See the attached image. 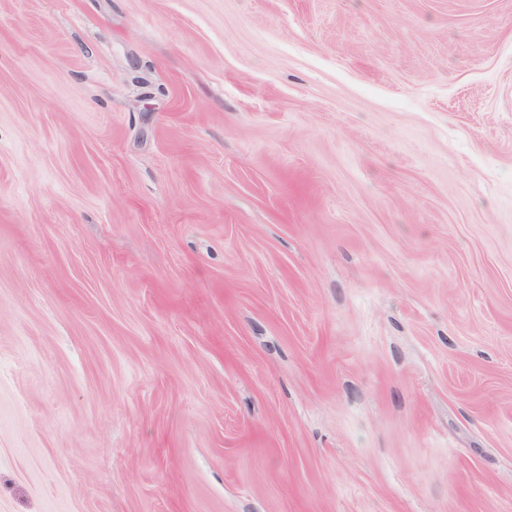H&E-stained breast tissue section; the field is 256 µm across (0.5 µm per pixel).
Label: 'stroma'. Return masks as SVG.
Listing matches in <instances>:
<instances>
[{
	"label": "stroma",
	"mask_w": 512,
	"mask_h": 512,
	"mask_svg": "<svg viewBox=\"0 0 512 512\" xmlns=\"http://www.w3.org/2000/svg\"><path fill=\"white\" fill-rule=\"evenodd\" d=\"M0 512H512V0H0Z\"/></svg>",
	"instance_id": "obj_1"
}]
</instances>
